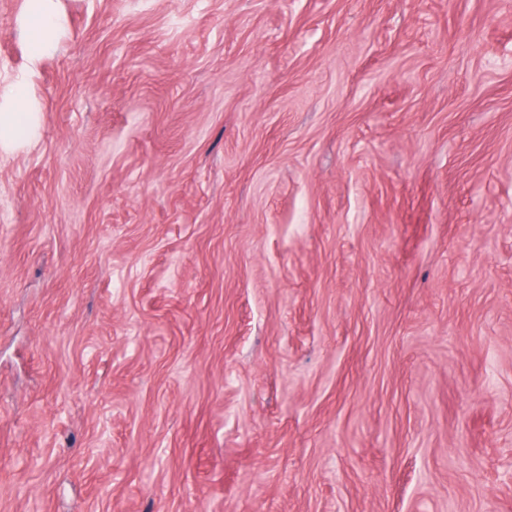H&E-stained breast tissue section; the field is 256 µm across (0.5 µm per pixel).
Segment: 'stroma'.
Wrapping results in <instances>:
<instances>
[{"label": "stroma", "mask_w": 512, "mask_h": 512, "mask_svg": "<svg viewBox=\"0 0 512 512\" xmlns=\"http://www.w3.org/2000/svg\"><path fill=\"white\" fill-rule=\"evenodd\" d=\"M62 6L0 512H512V0Z\"/></svg>", "instance_id": "obj_1"}]
</instances>
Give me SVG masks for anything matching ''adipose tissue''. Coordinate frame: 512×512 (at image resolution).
Masks as SVG:
<instances>
[{
	"label": "adipose tissue",
	"mask_w": 512,
	"mask_h": 512,
	"mask_svg": "<svg viewBox=\"0 0 512 512\" xmlns=\"http://www.w3.org/2000/svg\"><path fill=\"white\" fill-rule=\"evenodd\" d=\"M63 28L60 0H23L20 31L28 45L29 72L0 87V153L12 152L36 136L37 107L28 75L56 50Z\"/></svg>",
	"instance_id": "obj_1"
}]
</instances>
